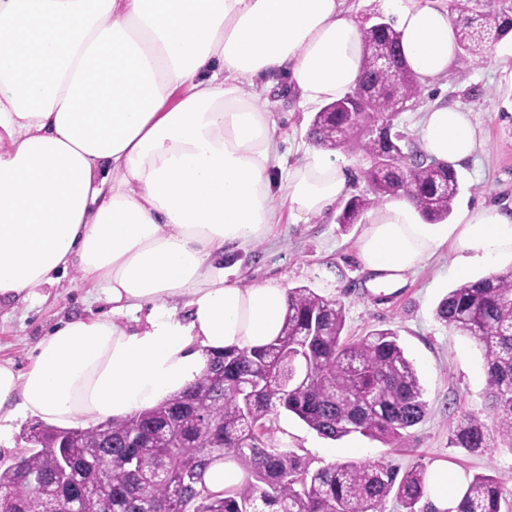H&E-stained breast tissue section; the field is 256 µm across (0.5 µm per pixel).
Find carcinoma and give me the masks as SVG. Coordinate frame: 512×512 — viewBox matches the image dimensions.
Instances as JSON below:
<instances>
[{
    "label": "carcinoma",
    "mask_w": 512,
    "mask_h": 512,
    "mask_svg": "<svg viewBox=\"0 0 512 512\" xmlns=\"http://www.w3.org/2000/svg\"><path fill=\"white\" fill-rule=\"evenodd\" d=\"M459 60L478 63L484 49L512 32V10L499 0H450ZM395 57L398 72L373 64L375 47ZM388 23L365 35V66L357 87L315 113L313 144L341 149L361 143L371 158L368 190L346 200L335 221L344 228L365 212L403 195L421 219H449L459 193L457 171L411 146L398 129L401 111L383 106L385 91L409 103L421 92L399 53ZM357 100L358 111L348 106ZM448 328L476 340L486 367L485 394L493 420L465 414L451 444L467 452L500 446L512 451V269L451 289L436 310ZM345 306L304 286L288 289L280 334L256 349L229 348L207 355L192 385L156 406L92 428L40 426L28 447L0 466V493L14 512H384L395 495L404 512H418L426 474L415 467L402 478L381 461L311 463L278 446L272 417L284 411L318 436L359 434L401 446L427 413L414 364L397 332L373 329L343 338ZM233 454L247 473L239 487L212 491L204 472ZM112 456V472L98 482L96 462ZM455 512H501L500 478L476 474L457 493Z\"/></svg>",
    "instance_id": "cac0c4a2"
}]
</instances>
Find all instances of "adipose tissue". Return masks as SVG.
<instances>
[{"label":"adipose tissue","instance_id":"obj_1","mask_svg":"<svg viewBox=\"0 0 512 512\" xmlns=\"http://www.w3.org/2000/svg\"><path fill=\"white\" fill-rule=\"evenodd\" d=\"M380 7L419 81L454 70L448 0ZM364 36L344 0H0V304L73 270L112 305L53 326L26 370L0 361V439L28 414L88 428L153 407L194 383L207 353L279 335L287 288L230 278L224 249L266 238L276 197L293 223L326 215L347 164L321 151L284 166L256 91L282 74L302 106L343 97ZM421 143L457 167L483 138L471 113L440 105ZM447 240L459 277L499 269L512 212L425 224L403 196L368 213L357 258L396 288Z\"/></svg>","mask_w":512,"mask_h":512}]
</instances>
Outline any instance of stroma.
<instances>
[{"label":"stroma","instance_id":"35a3bbf8","mask_svg":"<svg viewBox=\"0 0 512 512\" xmlns=\"http://www.w3.org/2000/svg\"><path fill=\"white\" fill-rule=\"evenodd\" d=\"M265 96L286 164H295L314 152L308 136L314 108L300 106L287 78L281 75ZM438 105L472 112L483 131L484 143L477 156L457 169L460 192L454 210L479 204L512 208V40L494 45L483 62L458 64L448 77L422 89L419 98L400 114V130L412 142H419L424 113ZM362 232L359 224L341 228L331 215L308 224L291 223L288 205L283 202L279 222L269 236L247 250L227 249L224 268L246 284L275 279L289 288L305 286L325 298L340 300L345 305L347 337L356 339L377 327L396 330L418 371L427 416L411 429L404 446L396 449L359 435L331 442L296 416L282 413L271 422L276 442L316 467L333 460L348 462V447L358 445L362 461L382 460L401 473L442 465L456 486L485 473L499 477L512 491L511 450L483 448L468 453L450 443L460 416L489 415L484 359L478 344L449 330L435 314L441 299L459 283L451 273L450 246L442 245L404 287L384 290L369 286V276L357 259L356 244ZM111 308L92 284L69 275L62 277L58 283L44 286L39 297L0 308V359L25 370L34 346L57 322L69 317L92 319ZM328 446L335 448V458L325 455Z\"/></svg>","mask_w":512,"mask_h":512}]
</instances>
